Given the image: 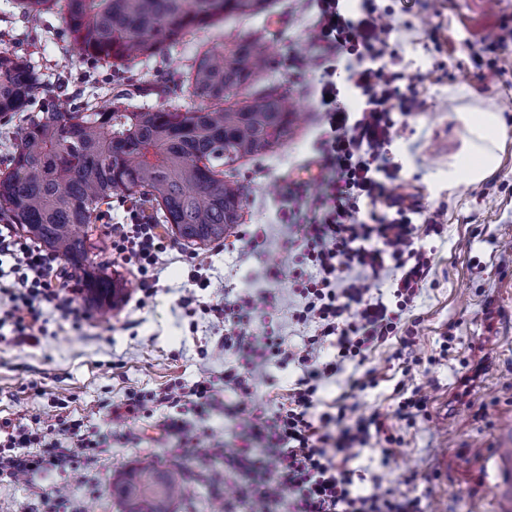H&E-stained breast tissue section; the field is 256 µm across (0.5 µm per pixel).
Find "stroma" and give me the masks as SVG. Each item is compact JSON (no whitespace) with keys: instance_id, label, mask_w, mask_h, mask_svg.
I'll use <instances>...</instances> for the list:
<instances>
[{"instance_id":"stroma-1","label":"stroma","mask_w":512,"mask_h":512,"mask_svg":"<svg viewBox=\"0 0 512 512\" xmlns=\"http://www.w3.org/2000/svg\"><path fill=\"white\" fill-rule=\"evenodd\" d=\"M300 5V0H275L269 13L195 31L164 54L136 58L127 65L125 87L134 91V103L156 105L159 97H142L138 91L165 77L172 88L169 103L190 107L192 100L179 78L197 53L256 28L270 32L279 58L292 50L312 55L308 33L316 16L301 12ZM380 5L391 13V44L403 58L406 75L419 84L429 104L427 111L408 119L391 145L401 170L388 190L398 194L403 185L417 186L422 205L441 210L444 230L426 239L436 253L414 310L421 320L415 375L426 385L427 414L412 422L395 418L400 340L389 339L367 361L378 370L377 386L354 392L350 402L360 414L384 416L398 439L393 461L390 469H380L367 449L354 466L366 477H378L383 485L419 498L421 512H512V499L493 488L488 465L494 449L512 448V265L502 262L503 256L512 255V113L505 111L512 86L479 83L470 61L471 43L491 33L500 15L512 16V0H380ZM435 27L444 40L440 50L428 38ZM1 49L26 55L45 82L66 78L72 91L87 98L103 97L112 85L110 67L71 60L57 13L35 22L15 0H0ZM441 68L446 77L433 79ZM270 78L288 88L298 120L277 152L237 164L235 174L247 196L243 222L221 245L198 249L171 240L159 259L157 293L140 308L135 270L114 259L107 226L94 224L90 259L121 279L122 303L108 313L85 308L77 330L59 322L49 307L48 333L38 345L0 340V424L34 434L59 414L84 420L89 434L110 436L104 447L81 453L72 467H42L17 481L0 479V512H119L113 482L146 460L190 471L193 494L175 503L173 512H211L216 499L230 502L245 495L248 482L238 471L203 469L192 448L178 439L159 443L167 409L150 404L140 420L129 421L113 416L112 406L134 394L164 391L177 380L189 386L203 377L222 388L225 403L238 401V393L224 384V372L235 366V356L202 354L214 347L219 328L203 314L186 315L178 303L192 259L203 260L212 280L205 299L275 295L276 311L261 306L255 312L250 326L254 335L283 336L298 345L306 334L287 313L295 300L287 278L273 279L269 270L284 256L288 230L280 217L286 185L310 162L320 114L306 79L282 66ZM484 111L506 114L500 165L481 182L449 186L448 167L463 148L457 115ZM447 336L453 342L444 354L440 345ZM298 375L292 366H258L250 406L270 408L274 392L286 389ZM205 424L206 447H242L245 417L217 410ZM133 434L139 436L138 444L129 443Z\"/></svg>"}]
</instances>
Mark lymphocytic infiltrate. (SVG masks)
Segmentation results:
<instances>
[{"label": "lymphocytic infiltrate", "mask_w": 512, "mask_h": 512, "mask_svg": "<svg viewBox=\"0 0 512 512\" xmlns=\"http://www.w3.org/2000/svg\"><path fill=\"white\" fill-rule=\"evenodd\" d=\"M304 2L317 11L311 41L318 53L309 60L292 51L288 62L296 71L320 74L321 133L313 163L330 177L324 191L312 198L302 181L288 185V261L278 264L276 272L292 278L298 302L288 314L309 334L298 347L280 336L249 334L257 305L275 307L274 296L258 302L203 303L197 292L211 281L197 273L191 277L192 289L179 300L184 308L199 304L203 314L223 326L216 350L239 354V366L224 373L225 384L250 394V364L256 358L294 365L300 375L266 412H249L242 402L224 405L205 378L189 387L174 382L150 400L189 408L196 418L217 409L234 417L250 414L251 447L224 454L225 465L257 480L247 512L263 503L284 504L288 512H421L418 499L381 482L367 489L356 486L352 461L376 438L383 443L377 451L380 464L390 467L395 437L379 414L357 415L343 398L336 399L334 412L321 410L320 392L338 378L346 394L374 387L377 373L365 365L372 350L396 335L403 349L415 345L413 332L401 330L402 316L416 307L435 251L425 246L424 235L411 220L421 210L419 201L389 196L387 184L400 170L389 151L399 134L397 119L425 111L427 99L417 88H402L406 74L391 48L392 28L383 24L377 0ZM511 46L512 17L503 16L472 54L477 80L503 79ZM350 96L360 100L359 108L348 106ZM166 249L159 225L139 220L137 214L112 227L115 258L136 266L140 275V305H147L157 292L156 265ZM80 293L79 282L70 278L59 255L28 243L10 225L0 226V294L5 297L0 329L9 328L14 343L35 344L45 335L47 304L60 319L79 325ZM401 375L398 417L425 415L427 398L412 360H403ZM195 420L167 418L164 434L202 450L203 432ZM43 434L56 449L50 465L61 469L83 449L108 441L104 434L88 439L83 420L64 417L47 423Z\"/></svg>", "instance_id": "1"}]
</instances>
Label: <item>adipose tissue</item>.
<instances>
[{"label": "adipose tissue", "mask_w": 512, "mask_h": 512, "mask_svg": "<svg viewBox=\"0 0 512 512\" xmlns=\"http://www.w3.org/2000/svg\"><path fill=\"white\" fill-rule=\"evenodd\" d=\"M465 147L463 156L448 168L449 184L482 181L500 164L505 121L497 112H462Z\"/></svg>", "instance_id": "1"}]
</instances>
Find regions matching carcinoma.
<instances>
[{
  "mask_svg": "<svg viewBox=\"0 0 512 512\" xmlns=\"http://www.w3.org/2000/svg\"><path fill=\"white\" fill-rule=\"evenodd\" d=\"M273 0H17L26 14L58 11L72 50L114 70L156 56L203 28L269 12ZM263 30L199 52L181 84L195 105L130 102L119 90L106 106L71 105L58 82L30 114L41 74L24 55L0 51V122L22 115L13 151L0 158V218L82 271L86 301L114 309L124 286L89 260L88 227L102 206L123 202L190 245L221 242L241 223L244 187L224 168L282 146L296 113L288 89L256 85L271 70ZM179 471L147 462L112 486L121 512H172Z\"/></svg>",
  "mask_w": 512,
  "mask_h": 512,
  "instance_id": "cac0c4a2",
  "label": "carcinoma"
}]
</instances>
